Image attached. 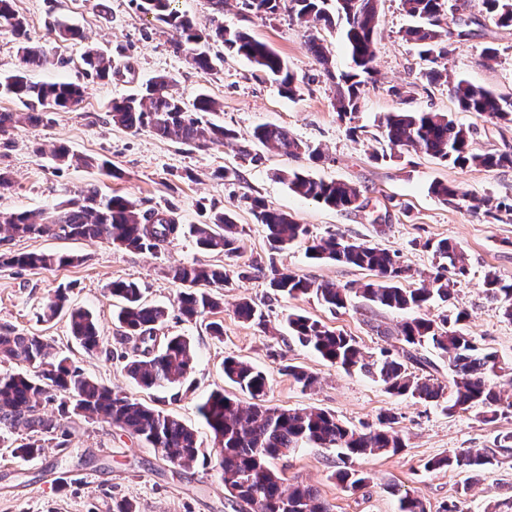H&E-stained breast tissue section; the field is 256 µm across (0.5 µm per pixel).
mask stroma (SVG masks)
<instances>
[{
	"instance_id": "stroma-1",
	"label": "stroma",
	"mask_w": 512,
	"mask_h": 512,
	"mask_svg": "<svg viewBox=\"0 0 512 512\" xmlns=\"http://www.w3.org/2000/svg\"><path fill=\"white\" fill-rule=\"evenodd\" d=\"M15 8L27 22L30 45L70 60L65 67L29 70L32 81H81V56L90 46L111 49L120 71L89 85L82 103L57 112L53 122L20 125L0 134V167L12 178L9 188H0V212L49 213L90 184L126 196L144 212L172 211L183 224H201L213 213L226 211L243 229L245 258L270 259L277 267L340 288L359 287L374 274L310 259L301 243L269 253L266 231L256 224L244 196L262 198L287 212L307 225L313 236L336 232L399 253L410 269L403 282L407 288L419 287L422 277L433 271L431 245L446 239L464 252L468 272L458 277L448 302L429 304L422 317L465 311L469 335L495 352L504 368L512 369V320L503 317L484 293L488 273L512 277V214L495 208L496 203L512 202V167L461 169L390 145L378 128L390 112H445L470 127L476 151L494 152L512 149V119L458 111L446 82H426L427 64L403 36L409 18L402 0H380L374 74L363 89L354 138L333 107L334 85L307 48V28L287 11L260 16L245 9L242 0H224L223 22L250 30L282 56L297 79L298 91L292 97L231 51L225 52L222 67L201 73L185 53L175 50L173 31L139 12L131 0H15ZM56 21L77 26L82 39L59 42L52 27ZM443 25L466 32L441 61L449 79L463 78L512 97V28L495 25L483 12L481 0H467L463 9L447 13ZM488 47L497 51L495 62L483 57ZM158 75L172 78L187 99L201 93L214 99L220 109L212 113V121L233 129L239 140H250L259 125L274 124L319 148L321 160L303 164L268 149L263 164L253 165L241 160L229 144L197 149L146 129L115 126L109 113L112 101L138 93ZM395 86L407 90V99L392 95ZM60 145L75 155L74 163H56L52 151ZM89 157L107 161V168L83 166ZM300 166L314 177L358 188L359 207L330 210L291 192L280 175ZM224 168L237 170V179L220 177ZM437 181L459 186L465 199L446 203L429 194V185ZM8 251L68 253L76 261L47 269L0 268V327L46 336L55 351L87 375L194 427L204 450H212L213 438L198 407L215 390L239 396L223 372L225 358L235 356L267 374L270 405L318 407L358 429L376 425L381 414L396 416L394 429L403 439L402 450L354 459L353 468L368 477L357 491L337 483L334 473L340 461L335 449L303 447L275 461L289 482L316 487L333 512H398L399 499L408 492L420 496L429 512H441L446 504L458 505L461 512H512V455L502 456L497 466L479 474L425 468L429 460L454 452L497 450L501 438L512 434V410L486 422L474 410L448 414L432 404L392 395L377 379L327 364L296 343L287 326L289 314H304L355 337L363 351L395 352L402 347L396 331L406 313L355 296L346 308L332 311L312 296L292 299L273 294L265 279L235 278L224 290L223 311L215 316L224 325L222 338L170 311L159 333L190 339L193 368L187 384L145 390L124 371L132 350L120 340L122 330L109 292L112 283L138 282L148 303L170 310L180 290L170 267L218 265L222 256L199 249L190 237L156 253L93 240L0 239V253ZM61 289L67 292L69 307L88 310L96 318L112 357L85 352L71 337L65 317L44 318L45 303ZM244 297L263 309L267 329L236 317L234 305ZM283 358L314 372L317 383L302 389L280 372ZM239 398L248 404V397ZM64 426L66 448L47 441L42 455L28 461L15 459L10 450L11 444L20 443L23 431L6 435L0 445V512H113L121 501L132 503L136 512H249L245 504L231 502L215 466L172 465L104 420L74 415Z\"/></svg>"
}]
</instances>
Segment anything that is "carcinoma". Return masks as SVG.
<instances>
[{
    "mask_svg": "<svg viewBox=\"0 0 512 512\" xmlns=\"http://www.w3.org/2000/svg\"><path fill=\"white\" fill-rule=\"evenodd\" d=\"M138 10L152 15L169 26L176 34L174 47L189 54L192 64L209 73L224 62L220 53L200 47L205 42L219 43L245 57L259 70L273 77L282 93L293 97L297 92L295 77L288 71L284 59L266 42L249 32L224 25L213 19L209 31L201 30L188 16L179 13L172 0H132ZM380 0H242L244 7L256 14L273 15L285 9L309 28L317 26L339 30L352 62L350 71L335 76L322 40L309 36L308 50L323 66L324 73L335 82L334 108L342 119L354 120L362 87L372 76L374 34ZM486 13L500 26L512 27V0H481ZM445 0H403L412 24L405 38L420 49L421 56L432 63L425 73L431 83L448 82V91L462 112L498 119L512 114V101L464 79L448 81L447 73L436 67L448 54L451 42L461 32L442 27L443 15L438 13ZM0 23L7 24L19 43L21 69L0 74V90L11 95L24 108L23 112H0V132L20 122L40 124L51 120V114L69 109L82 101L87 84L74 82L36 83L26 71L42 66L44 51L28 45L27 23L14 9L13 0H0ZM83 75L88 80H106L112 76V56L92 48L82 58ZM217 111L216 102L200 94L187 102L171 88L165 76H156L146 83L138 95L112 101V122L125 129L152 131L159 137H175L181 143L205 148L211 143H232L237 133L206 118ZM381 135L390 144L425 153L441 162L460 168L512 167V150L476 153L471 148V132L448 115L440 112H390L381 122ZM252 138L260 144L286 155L311 160L321 158V152L291 137L275 125L254 129ZM284 180L295 194L311 199L328 208L348 210L356 206L360 192L343 181H325L302 168L288 171ZM429 193L448 202L465 198L456 186L435 182ZM250 210L257 223L265 226L270 249L282 251L296 242L307 244L309 257L352 265L375 273L376 279L358 288H338L333 284H316L274 261L265 264L258 259L237 266L239 278L258 276L267 280L274 294L289 298L313 295L331 310L345 307L354 293L365 301L393 311L419 310L430 300H448L454 282L448 278V268L454 274H466L463 254L447 240L433 245L442 263L418 288H406L405 268L395 252L366 242L352 241L342 234L331 233L320 238L310 236L307 225L295 221L287 213L275 209L258 197L250 198ZM8 236L59 240L96 239L118 248L138 252H156L181 236L189 235L206 250L224 254L226 259L242 254V233L233 217L217 213L205 224L179 223L173 212H141L122 195H104L90 185L66 204L47 216L27 211L0 214V231ZM74 262L69 254L24 252L0 253V268H49ZM172 279L184 289L175 306L181 317L198 320L221 307L222 290L230 283V274L222 265L198 266L177 264L171 267ZM485 293L500 303L499 312L512 319V280L495 273L485 277ZM112 296L122 301L117 320L124 329L122 340L132 344L133 357L126 364L127 375L145 388L181 384L192 370L193 347L184 336H169L165 344L155 348L157 327L166 319L164 307L145 302L141 288L134 281H115ZM66 292L58 291L45 305L47 316L53 318L67 311L70 331L85 351L112 353L100 334L92 315L82 309H66ZM236 316L244 322L267 329L259 305L244 298L235 306ZM465 313L453 318L444 315L437 320L413 317L403 321L397 335L405 348L394 354L380 352L379 357L362 351L356 339L329 328L320 320L306 315L288 317L292 338L315 352L332 366L347 371L358 370L380 380L387 391L424 402H435L448 413L482 410V420H495L499 411L512 408V397L506 388L512 387V377L499 381L504 371L498 356L480 348L475 339L459 327ZM427 346L448 358L451 381L443 384L433 375H418L409 370L412 362L422 367L428 361L417 358L412 349ZM7 361L23 370L0 375V429H25L28 442L12 449L20 458L37 456L44 443L54 439L60 430V420L70 415L109 420L130 436L161 454L162 459L176 466H189L198 458L210 460L201 450L195 429L176 417L147 406L127 393L103 385L84 375L69 358L55 352L47 339L36 333L0 328V362ZM281 371L302 388L316 382L313 373L281 360ZM224 378L246 393L251 403L239 402L216 391L199 407L218 447L216 466L224 489L247 506L250 512H332L330 504L319 491L303 483L284 486V474L273 468L271 461L288 456L303 445L334 448L343 467L336 480L346 489L365 485L368 477L348 466L354 457L398 453L404 447L400 435L393 430L396 417L382 414L378 425L364 431L351 428L336 416L319 408H280L266 404L268 380L265 372L237 357L224 358ZM57 403L58 417H47L42 406ZM499 464L496 453L468 452L451 454L430 460L429 471L459 468L478 473ZM399 512H428L418 496L405 494L399 499Z\"/></svg>",
    "mask_w": 512,
    "mask_h": 512,
    "instance_id": "obj_1",
    "label": "carcinoma"
}]
</instances>
